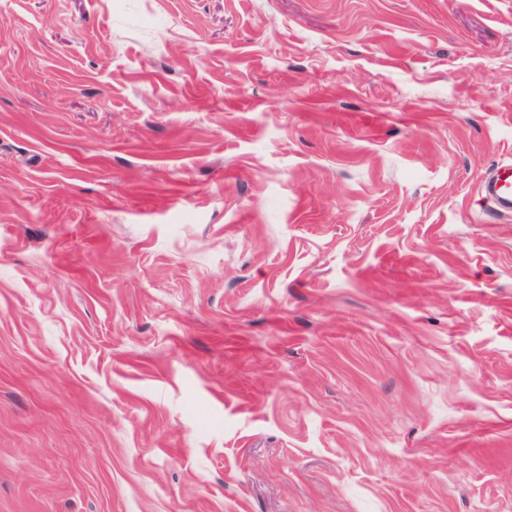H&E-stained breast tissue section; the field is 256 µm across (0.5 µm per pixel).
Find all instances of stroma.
I'll return each mask as SVG.
<instances>
[{"instance_id": "1", "label": "stroma", "mask_w": 512, "mask_h": 512, "mask_svg": "<svg viewBox=\"0 0 512 512\" xmlns=\"http://www.w3.org/2000/svg\"><path fill=\"white\" fill-rule=\"evenodd\" d=\"M512 0H0V512H512ZM480 189L500 211L512 212V160L494 166L482 181Z\"/></svg>"}]
</instances>
